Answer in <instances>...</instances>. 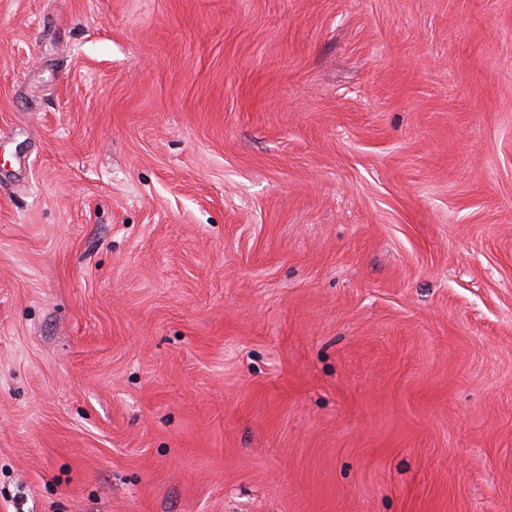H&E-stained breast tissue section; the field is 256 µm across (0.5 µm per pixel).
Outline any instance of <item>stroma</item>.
I'll return each instance as SVG.
<instances>
[{"mask_svg": "<svg viewBox=\"0 0 512 512\" xmlns=\"http://www.w3.org/2000/svg\"><path fill=\"white\" fill-rule=\"evenodd\" d=\"M0 512H512V0H0Z\"/></svg>", "mask_w": 512, "mask_h": 512, "instance_id": "stroma-1", "label": "stroma"}]
</instances>
